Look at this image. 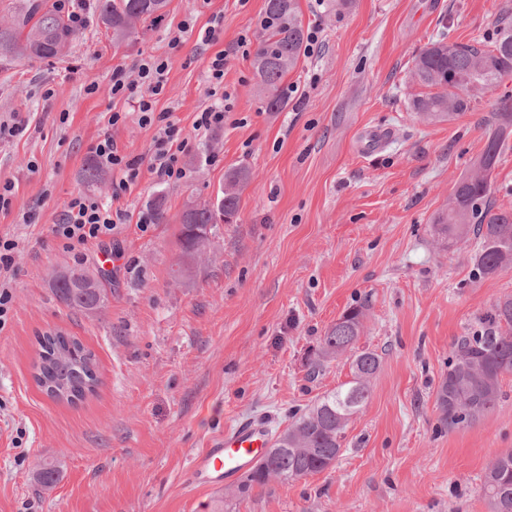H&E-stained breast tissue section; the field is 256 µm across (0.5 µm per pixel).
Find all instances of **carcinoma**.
Instances as JSON below:
<instances>
[{
	"instance_id": "obj_1",
	"label": "carcinoma",
	"mask_w": 512,
	"mask_h": 512,
	"mask_svg": "<svg viewBox=\"0 0 512 512\" xmlns=\"http://www.w3.org/2000/svg\"><path fill=\"white\" fill-rule=\"evenodd\" d=\"M167 0H94L92 14L112 31V44L120 46L135 38L138 26L152 27L165 15ZM66 16L47 0H25L22 10L0 23V48L30 61L55 58L73 40ZM305 34L297 0H267L261 33L253 58L257 84L270 112L282 110L288 100L283 81L305 54ZM413 79L433 92L415 97L410 110L424 121L443 122L471 109L486 92L512 78V20L499 22L496 41L488 46L448 44L440 39L415 56ZM501 123L489 134L483 152L471 172L462 177L448 199V208L431 225L433 241L452 248L480 240L473 262L476 275L493 279L512 269V212L497 210L492 202V173L501 142L512 127V112L499 113ZM250 179L240 166L225 175V187L214 203L190 201L180 218L178 241L187 257L201 251L196 230L207 224H229L239 210L237 187ZM85 269L71 267L54 286L56 298L71 309L92 314L100 309L108 291L84 279ZM363 306L347 310L325 332L313 369L343 354L363 332ZM479 328L459 337L451 346L448 371L435 393L441 421L450 430L468 428L492 411L501 397V378L512 374V294H505L490 312L479 317ZM39 362L33 363L35 384L49 397L63 399L48 388L52 383L79 397L94 393L99 383L94 352L80 339L61 331L37 337ZM380 356L360 351L352 363L351 380L319 397L280 434L277 451L259 461L244 477L240 490L263 486L272 479L296 480L331 467L341 454L344 430L366 404L370 382L380 368ZM481 492L489 512H512V449L503 452L486 468Z\"/></svg>"
}]
</instances>
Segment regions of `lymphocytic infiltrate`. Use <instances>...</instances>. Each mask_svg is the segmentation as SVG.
I'll return each mask as SVG.
<instances>
[{
  "label": "lymphocytic infiltrate",
  "mask_w": 512,
  "mask_h": 512,
  "mask_svg": "<svg viewBox=\"0 0 512 512\" xmlns=\"http://www.w3.org/2000/svg\"><path fill=\"white\" fill-rule=\"evenodd\" d=\"M225 53H217L207 65L206 94L211 103L198 112L194 128L203 134L221 129L224 115L229 112L230 95L224 89ZM166 61L152 57L140 59L133 69L114 68L110 92L113 97L131 101L142 125L154 128L155 136L150 155L128 156L122 153L111 136H104L91 146V153L116 176L114 194L127 192L139 183L143 173L155 175L162 182L185 179L188 170L183 158L191 150L188 139L173 113L155 109L156 99L166 87ZM116 227L110 208L96 197L80 194L67 204L60 224L52 234L63 249L73 251L98 245L111 238Z\"/></svg>",
  "instance_id": "1"
}]
</instances>
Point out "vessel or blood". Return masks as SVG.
<instances>
[{
  "mask_svg": "<svg viewBox=\"0 0 512 512\" xmlns=\"http://www.w3.org/2000/svg\"><path fill=\"white\" fill-rule=\"evenodd\" d=\"M270 431L265 424L244 420L225 431L223 438L215 440L210 448L194 457L191 477L202 486L222 481H233L248 471L267 448Z\"/></svg>",
  "mask_w": 512,
  "mask_h": 512,
  "instance_id": "vessel-or-blood-1",
  "label": "vessel or blood"
}]
</instances>
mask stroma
<instances>
[{"label": "stroma", "instance_id": "35a3bbf8", "mask_svg": "<svg viewBox=\"0 0 512 512\" xmlns=\"http://www.w3.org/2000/svg\"><path fill=\"white\" fill-rule=\"evenodd\" d=\"M314 51L284 80L288 104L266 111L251 61L265 0H169L156 27L113 47L97 25L78 30L68 55L29 62L0 50V119L24 133L0 138V182L11 181L0 233L19 239L12 312L0 329V512H488L480 492L490 461L512 449V375L497 407L450 430L435 404L452 342L512 294V271L475 277L476 241L435 245L430 226L484 150L512 79L446 122L410 110V77L431 41L492 44L512 0H298ZM217 22L219 39L177 51L170 30ZM246 47H239V39ZM226 51L232 109L223 129L195 131L209 105L206 64ZM168 62L157 111L173 112L192 143L188 177L143 173L112 195V173L86 176L90 147L111 135L121 152L148 155L154 128L113 98L115 67ZM126 115L112 126V112ZM216 163H209L210 155ZM37 162L40 172L28 171ZM248 166L230 224L215 225L204 254L183 257L179 217L188 201L215 200L225 173ZM97 197L121 212L111 240L64 250L51 234L69 199ZM167 221L140 225L155 197ZM31 223H21L24 213ZM114 254L106 264L103 253ZM108 269L107 307L86 316L58 301L52 275ZM365 305L356 350L382 357L371 394L346 429L342 454L314 475L239 491L193 484L189 463L243 419L283 431L293 415L351 378L349 356L310 374L325 331ZM61 330L96 355L99 384L68 404L31 377L36 338ZM58 470L53 488L36 472Z\"/></svg>", "mask_w": 512, "mask_h": 512}]
</instances>
